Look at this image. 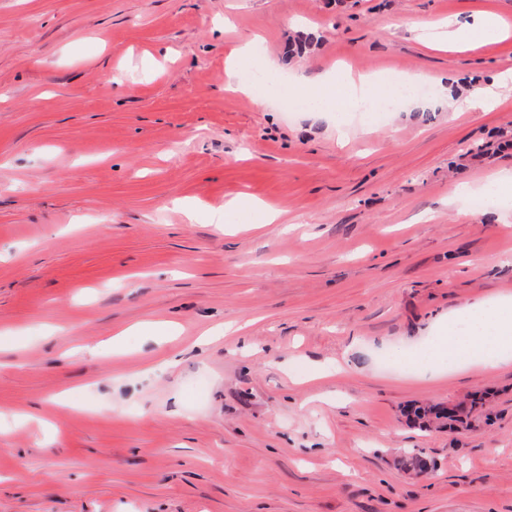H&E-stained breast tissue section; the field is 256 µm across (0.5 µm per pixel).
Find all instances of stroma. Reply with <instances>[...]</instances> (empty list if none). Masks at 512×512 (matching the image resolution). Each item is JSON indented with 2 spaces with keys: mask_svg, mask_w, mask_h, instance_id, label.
Returning a JSON list of instances; mask_svg holds the SVG:
<instances>
[{
  "mask_svg": "<svg viewBox=\"0 0 512 512\" xmlns=\"http://www.w3.org/2000/svg\"><path fill=\"white\" fill-rule=\"evenodd\" d=\"M481 12L512 23V0H0V336L23 348L0 352V512H512V359L415 360L512 298V205L448 204L512 171V101L340 121L225 89L247 39L309 83L512 69V38L448 43ZM242 195L290 229L220 225ZM484 391L456 432L403 415Z\"/></svg>",
  "mask_w": 512,
  "mask_h": 512,
  "instance_id": "35a3bbf8",
  "label": "stroma"
}]
</instances>
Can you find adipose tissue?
<instances>
[{
  "mask_svg": "<svg viewBox=\"0 0 512 512\" xmlns=\"http://www.w3.org/2000/svg\"><path fill=\"white\" fill-rule=\"evenodd\" d=\"M506 31L499 16L489 13L473 19L451 34L456 49L464 51L475 43L504 38ZM244 72H253L272 85L284 82L282 69L257 59L251 43H244L226 71L228 85L250 93L249 85L240 81ZM390 81L380 75L354 77L351 73L331 69L316 82L295 84L291 92L306 112H369L390 93ZM282 211L242 197L224 206L228 224H278ZM437 364L457 365L482 357L512 356V299L465 305L455 311L446 326L429 337L425 348Z\"/></svg>",
  "mask_w": 512,
  "mask_h": 512,
  "instance_id": "1",
  "label": "adipose tissue"
}]
</instances>
